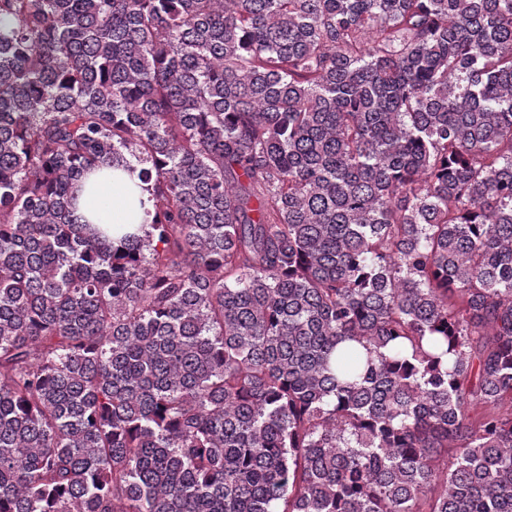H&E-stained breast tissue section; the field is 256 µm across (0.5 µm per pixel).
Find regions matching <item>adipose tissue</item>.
<instances>
[{
  "mask_svg": "<svg viewBox=\"0 0 512 512\" xmlns=\"http://www.w3.org/2000/svg\"><path fill=\"white\" fill-rule=\"evenodd\" d=\"M147 195L136 174L113 170L109 179L84 190L79 199L89 220L97 224H138L144 218Z\"/></svg>",
  "mask_w": 512,
  "mask_h": 512,
  "instance_id": "1",
  "label": "adipose tissue"
}]
</instances>
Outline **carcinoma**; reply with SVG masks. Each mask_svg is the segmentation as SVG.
I'll use <instances>...</instances> for the list:
<instances>
[{"mask_svg": "<svg viewBox=\"0 0 512 512\" xmlns=\"http://www.w3.org/2000/svg\"><path fill=\"white\" fill-rule=\"evenodd\" d=\"M0 512H512V0H0ZM104 171L112 177L86 187L79 199L89 220L96 224H141L149 206L136 172L121 168Z\"/></svg>", "mask_w": 512, "mask_h": 512, "instance_id": "cac0c4a2", "label": "carcinoma"}]
</instances>
